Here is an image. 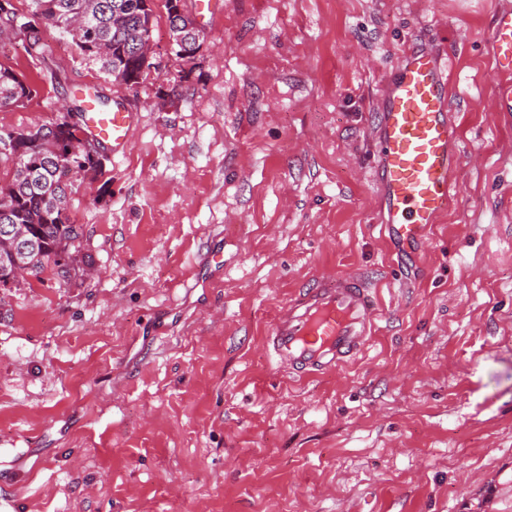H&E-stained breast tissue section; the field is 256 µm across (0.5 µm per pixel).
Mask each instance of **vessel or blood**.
I'll use <instances>...</instances> for the list:
<instances>
[{
	"label": "vessel or blood",
	"instance_id": "vessel-or-blood-1",
	"mask_svg": "<svg viewBox=\"0 0 512 512\" xmlns=\"http://www.w3.org/2000/svg\"><path fill=\"white\" fill-rule=\"evenodd\" d=\"M500 76L499 108L512 112V7L494 16L486 34ZM452 61L434 48L401 55L382 89L375 176L381 222L390 239H422L453 206L461 187L459 130L451 115ZM137 113L122 103L101 109L86 99L85 134L125 153ZM378 318L368 282L345 272L318 277L276 313L266 344L278 369L307 379L335 370L361 354Z\"/></svg>",
	"mask_w": 512,
	"mask_h": 512
}]
</instances>
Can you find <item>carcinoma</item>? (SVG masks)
<instances>
[{"label":"carcinoma","mask_w":512,"mask_h":512,"mask_svg":"<svg viewBox=\"0 0 512 512\" xmlns=\"http://www.w3.org/2000/svg\"><path fill=\"white\" fill-rule=\"evenodd\" d=\"M146 0H28L29 43L23 47L37 76L56 77L59 66L54 47L43 37L49 27L71 37L83 58L100 64L111 80L145 73L150 64L140 54L155 16ZM205 41L202 31L189 36L178 58L191 60ZM37 94L33 84L12 67L0 63V108L21 106ZM81 126L58 130L51 126L35 131L0 132V164L12 165L11 181L0 185V225L12 224L33 246L26 259L43 274L51 255L63 256L68 267L53 272L58 284L69 286L83 279L86 262L78 259L83 227L69 216L75 184L89 174H100L104 162L91 161L80 150Z\"/></svg>","instance_id":"1"}]
</instances>
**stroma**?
Listing matches in <instances>:
<instances>
[{"label":"stroma","mask_w":512,"mask_h":512,"mask_svg":"<svg viewBox=\"0 0 512 512\" xmlns=\"http://www.w3.org/2000/svg\"><path fill=\"white\" fill-rule=\"evenodd\" d=\"M512 0H211L189 62L106 80L52 39L60 82L0 130L56 122L91 86L140 113L72 193L95 275L0 288V512H512V112L485 46ZM454 62L461 189L417 246L388 237L376 99L397 58ZM171 89L159 105V86ZM379 308L355 361L299 380L265 333L316 277Z\"/></svg>","instance_id":"obj_1"}]
</instances>
